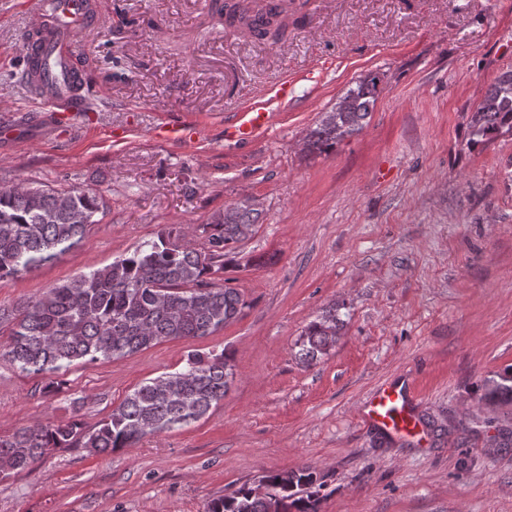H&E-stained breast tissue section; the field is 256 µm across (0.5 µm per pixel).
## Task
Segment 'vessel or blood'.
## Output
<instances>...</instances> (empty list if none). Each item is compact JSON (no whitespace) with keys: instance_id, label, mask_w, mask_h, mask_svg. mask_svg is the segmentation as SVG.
<instances>
[{"instance_id":"b4317fda","label":"vessel or blood","mask_w":512,"mask_h":512,"mask_svg":"<svg viewBox=\"0 0 512 512\" xmlns=\"http://www.w3.org/2000/svg\"><path fill=\"white\" fill-rule=\"evenodd\" d=\"M30 15L21 35L22 54L26 60V83L34 89L44 111L54 118L58 133H66L85 118L89 106L85 90L90 77L77 65L76 36L91 28L96 13L95 0H25ZM274 113L265 101L239 98L233 118L224 124L228 141L248 142L269 129ZM166 140H187L194 136L192 126L171 120L156 128ZM412 394L386 386L371 398L365 419L369 424L395 434L412 433L417 423L413 417Z\"/></svg>"}]
</instances>
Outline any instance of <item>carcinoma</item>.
Returning <instances> with one entry per match:
<instances>
[{"instance_id":"cac0c4a2","label":"carcinoma","mask_w":512,"mask_h":512,"mask_svg":"<svg viewBox=\"0 0 512 512\" xmlns=\"http://www.w3.org/2000/svg\"><path fill=\"white\" fill-rule=\"evenodd\" d=\"M224 25L248 29L277 44L298 26L288 0H224ZM379 77L369 74L323 113L306 138L308 152H328L364 127L377 101ZM471 144L486 145L512 134V69L503 72L471 114ZM101 195L22 185L0 186V279L27 274L77 245L99 223ZM250 206L230 205L202 225L205 246L166 226L157 239L89 273L77 274L24 303L14 314L6 346L21 373L44 380L40 391L56 393L58 375L78 361H112L166 340L211 336L237 320L246 306L238 289L216 283L235 244L253 233ZM344 326L332 307L310 322L297 342L298 359L311 364L333 346ZM233 368L224 353L191 352L184 366L151 379L92 427L75 414L59 423H37L0 436V478L28 469L47 453L83 448L108 455L147 435L180 429L203 418L224 400ZM488 404L512 403V367L483 385ZM317 476L307 469L269 472L259 479L265 493L244 483L232 495L207 504L206 512H318L310 491Z\"/></svg>"}]
</instances>
